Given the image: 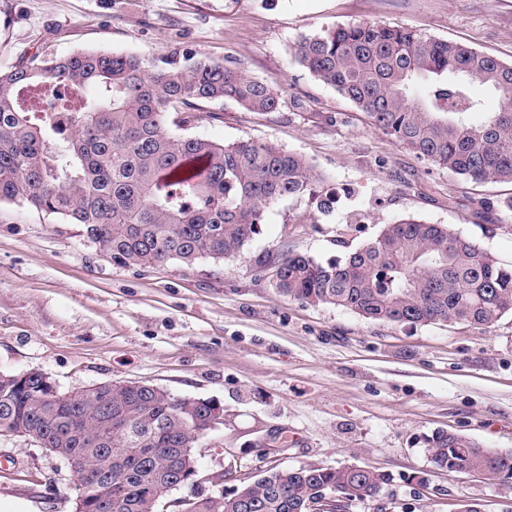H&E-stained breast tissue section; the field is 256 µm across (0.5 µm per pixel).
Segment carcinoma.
<instances>
[{"label": "carcinoma", "mask_w": 512, "mask_h": 512, "mask_svg": "<svg viewBox=\"0 0 512 512\" xmlns=\"http://www.w3.org/2000/svg\"><path fill=\"white\" fill-rule=\"evenodd\" d=\"M295 62L349 99L383 135L474 183L512 182V63L417 30L357 22L302 35ZM497 94L501 109L480 126L467 116ZM234 102L274 112L282 91L234 64L175 52L156 61L120 52L60 57L34 53L0 68V203H19L80 224L114 264L185 266L243 254L266 209L317 194L319 177L302 155L273 142L220 143L177 135L202 105ZM277 292L393 324L466 322L488 328L512 314V267L444 224L407 216L344 259L285 253L272 267ZM216 405L135 382L71 394L39 377L0 374V431L37 438L79 462L83 512H159L171 487L191 482L197 439ZM435 468L512 479V451L479 446L455 432L427 440ZM383 470L343 466L270 468L237 493L202 494L181 512H312L326 493L377 496Z\"/></svg>", "instance_id": "cac0c4a2"}]
</instances>
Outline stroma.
Masks as SVG:
<instances>
[{"label":"stroma","mask_w":512,"mask_h":512,"mask_svg":"<svg viewBox=\"0 0 512 512\" xmlns=\"http://www.w3.org/2000/svg\"><path fill=\"white\" fill-rule=\"evenodd\" d=\"M371 21L512 62V0H0V67L35 53L175 51L224 59L283 89L274 112L205 105L187 132L271 141L303 155L336 197L269 206L241 256L192 267L113 265L81 225L0 204V374L36 370L63 393L130 381L220 403L224 422L194 450L201 475L232 492L261 470L379 468L394 483L348 512H512V489L436 470L427 440L457 432L512 450V315L481 330L396 325L280 295L269 259L344 257L384 224H444L512 265V183L474 184L391 143L332 87L296 64L303 34ZM67 461L0 432V498L75 512Z\"/></svg>","instance_id":"1"}]
</instances>
